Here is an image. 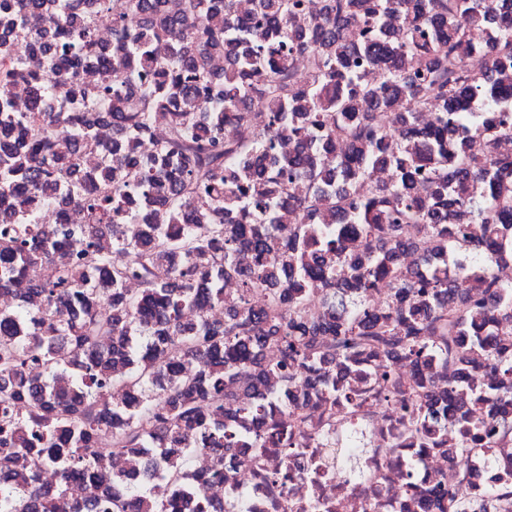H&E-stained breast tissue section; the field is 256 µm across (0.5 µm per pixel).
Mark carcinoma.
I'll list each match as a JSON object with an SVG mask.
<instances>
[{"label": "carcinoma", "mask_w": 512, "mask_h": 512, "mask_svg": "<svg viewBox=\"0 0 512 512\" xmlns=\"http://www.w3.org/2000/svg\"><path fill=\"white\" fill-rule=\"evenodd\" d=\"M172 2L0 0V28L33 40L46 60L34 71L0 39V88L32 90L24 112L0 93V210L10 212L0 219V284L44 300L0 310V512H177L193 492L196 451L212 452V478L222 479L226 450L293 447V432L267 421L259 402L267 377L350 413L373 391L393 400L390 374L363 367L369 356L453 370L448 462L464 470L490 435L467 405L504 413L512 404V333L483 334L475 322L478 308L492 322L512 318V283L492 270L494 255H512V193L489 155L512 134V99L493 95L454 48L483 30L496 50L490 67L511 65L512 11L498 0H326L297 29L304 0H258L255 24L236 0ZM109 10L103 47L97 16ZM297 56L312 69L301 91ZM89 62L93 82L81 74ZM426 104L435 121L421 128L414 108ZM228 124L258 135L227 140ZM338 131L347 146L336 152ZM87 152L104 166L75 179ZM379 165L394 179L364 190ZM296 181L307 197L293 195ZM63 200L76 207L63 223L84 225L76 260L66 236L39 221ZM285 202L302 213L286 238L275 227ZM459 206L482 231L470 244L468 271L480 276L470 297L441 267L423 279L398 262L418 247L405 225L422 226L436 248ZM350 232L366 240L364 257L345 251ZM101 239L127 262L114 264ZM46 262L58 267L48 281ZM232 277L239 288L226 294ZM385 280L397 288L385 307H369ZM257 293L267 296L261 309ZM318 293L325 311L312 318L306 305ZM107 335L103 354L96 343ZM239 369L248 384H237ZM64 374L70 388L59 394ZM114 385L124 399L107 406L101 392ZM430 399L427 386L402 401L421 448L441 444L426 425ZM106 452L126 454L138 476L102 472L97 499L71 498L70 483L93 475Z\"/></svg>", "instance_id": "obj_1"}]
</instances>
